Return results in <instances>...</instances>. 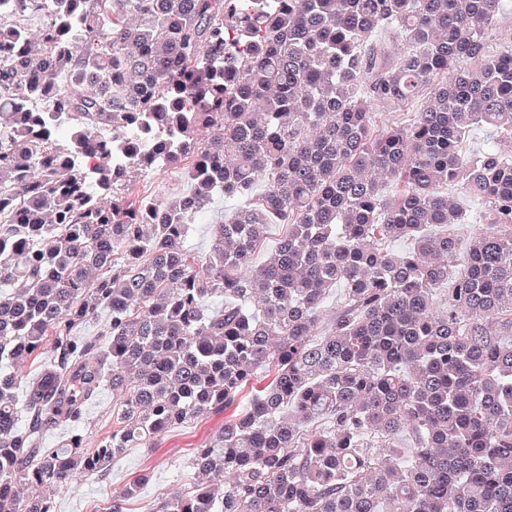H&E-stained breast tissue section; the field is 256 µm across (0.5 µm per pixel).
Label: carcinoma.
Here are the masks:
<instances>
[{
	"mask_svg": "<svg viewBox=\"0 0 512 512\" xmlns=\"http://www.w3.org/2000/svg\"><path fill=\"white\" fill-rule=\"evenodd\" d=\"M18 8L44 23L0 54V512H55L43 488L219 415L198 480L153 512H512L502 0H0ZM60 80L70 136L33 139L14 112ZM172 109L169 141L132 166L188 161L178 198L129 192L110 153L96 181L60 161L112 125L148 151ZM216 197L249 203L201 266L185 241ZM272 224L288 232L258 264ZM38 359L21 400L5 368ZM105 386L112 433L91 446ZM112 431V390L101 389L97 398L87 406L85 412L84 432L95 441Z\"/></svg>",
	"mask_w": 512,
	"mask_h": 512,
	"instance_id": "carcinoma-1",
	"label": "carcinoma"
}]
</instances>
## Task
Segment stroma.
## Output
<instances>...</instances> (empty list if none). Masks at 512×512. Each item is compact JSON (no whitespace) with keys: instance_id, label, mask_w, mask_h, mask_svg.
I'll return each mask as SVG.
<instances>
[{"instance_id":"obj_1","label":"stroma","mask_w":512,"mask_h":512,"mask_svg":"<svg viewBox=\"0 0 512 512\" xmlns=\"http://www.w3.org/2000/svg\"><path fill=\"white\" fill-rule=\"evenodd\" d=\"M129 188L140 195L169 199L188 189L183 165H174L164 171L132 170ZM221 418L214 417L200 423H191L172 429L159 438V446L152 451L132 449L115 459L105 478L84 480L70 488L53 492L55 512H102L113 494L142 471H150L152 479L138 496L126 499L125 512H149L151 503L159 496L177 490V475L193 479L189 462L199 441L217 432Z\"/></svg>"}]
</instances>
